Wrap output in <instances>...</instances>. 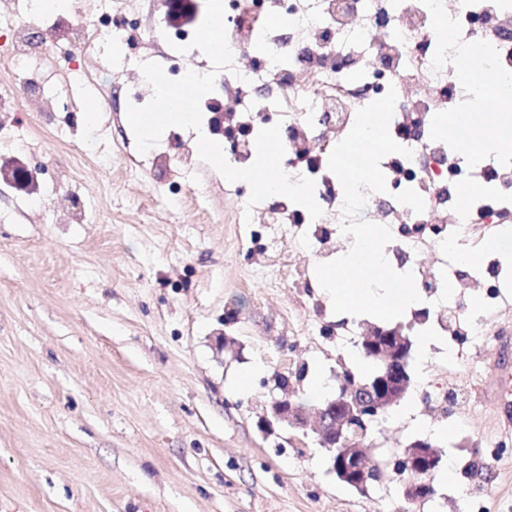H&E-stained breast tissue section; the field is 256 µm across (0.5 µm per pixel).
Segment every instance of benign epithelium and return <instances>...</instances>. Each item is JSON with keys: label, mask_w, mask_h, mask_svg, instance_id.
Masks as SVG:
<instances>
[{"label": "benign epithelium", "mask_w": 512, "mask_h": 512, "mask_svg": "<svg viewBox=\"0 0 512 512\" xmlns=\"http://www.w3.org/2000/svg\"><path fill=\"white\" fill-rule=\"evenodd\" d=\"M172 20L192 18L191 0H168ZM360 349L373 364L374 373L365 381L336 374L340 380L333 398L322 406L307 409L286 393L272 397L270 414L260 426L271 431L285 425L330 453L331 470L337 477L362 492L378 481V461L365 448L366 427L397 405L407 394L411 378L408 370L412 344L400 331L374 327L362 336ZM441 455L426 440H415L392 461V474L402 484L405 500L432 496L431 481L415 479L431 476L440 466Z\"/></svg>", "instance_id": "obj_1"}]
</instances>
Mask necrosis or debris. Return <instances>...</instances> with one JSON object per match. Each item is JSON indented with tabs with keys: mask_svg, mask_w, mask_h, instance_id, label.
<instances>
[{
	"mask_svg": "<svg viewBox=\"0 0 512 512\" xmlns=\"http://www.w3.org/2000/svg\"><path fill=\"white\" fill-rule=\"evenodd\" d=\"M227 40L234 60L247 68L222 72L225 89L245 88L242 110L212 114L208 125L224 132L230 165L245 168L250 154L241 149L242 128L256 132L282 120L284 171L314 181L322 216L310 219L301 206L271 196L253 210L263 225L271 253L323 254L326 228L339 225L342 185L319 160L337 137L353 126L356 112L388 89L398 95L389 124L391 137L412 157L389 155L381 169L388 190L371 193L364 219L387 226L392 239L387 258L412 272L416 287L431 295L457 288L477 290L484 315L471 319L440 305L439 334L466 337L467 350L455 362L481 373L496 334L491 314L505 299L501 283L484 275L488 238H512V192L486 190L487 177L512 182V155L483 154L471 172L461 174L458 143L437 132L436 114L445 99L467 105L478 94L463 61L481 50L487 71L512 80V10L505 0H224ZM65 28L47 31L32 46L27 22L0 16L11 33L0 50V69L17 77L15 92L46 112L71 108L63 95L45 97L49 81L40 69L53 57L64 65L94 54L104 31L88 0H69ZM428 252L433 262L420 263Z\"/></svg>",
	"mask_w": 512,
	"mask_h": 512,
	"instance_id": "4bbe7bcc",
	"label": "necrosis or debris"
}]
</instances>
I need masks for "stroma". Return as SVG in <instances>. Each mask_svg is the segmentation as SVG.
I'll list each match as a JSON object with an SVG mask.
<instances>
[{"instance_id":"35a3bbf8","label":"stroma","mask_w":512,"mask_h":512,"mask_svg":"<svg viewBox=\"0 0 512 512\" xmlns=\"http://www.w3.org/2000/svg\"><path fill=\"white\" fill-rule=\"evenodd\" d=\"M134 79L115 75L100 48L71 76L74 111L36 116L18 96L4 114L27 150L0 154V165L41 168L38 182L67 192L44 216L27 191L0 180L9 216L0 223V512H448L452 487L412 503L394 481L361 493L315 442L259 431L276 373L290 375L297 399L316 373L334 390L360 339L337 335L322 289L287 286L212 166L198 163L186 185L173 166L127 176L138 155L127 119L104 136L82 109L111 88L127 109ZM83 211L91 223L77 222ZM495 326L487 394L467 416L474 434L503 432L502 447L457 451L437 439L456 420L427 415L425 392L470 381L467 365L449 366L437 346L412 351L411 412L391 408L368 444L383 462L432 439L454 459L459 484L473 480L469 461L495 456L480 477L495 488L483 512H512V407L497 401L512 388V301ZM223 336L232 344L220 346ZM300 366L308 375L298 379ZM248 372V389H238Z\"/></svg>"}]
</instances>
